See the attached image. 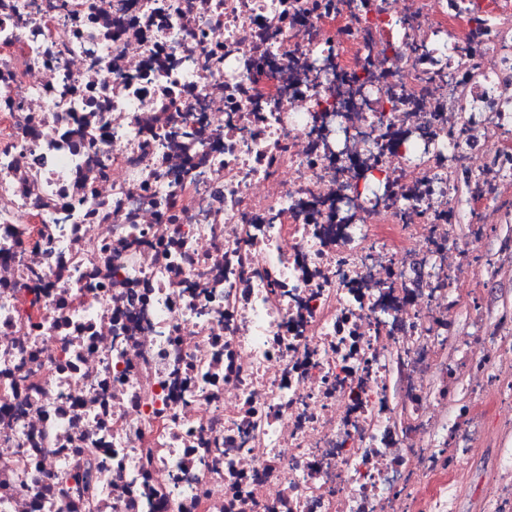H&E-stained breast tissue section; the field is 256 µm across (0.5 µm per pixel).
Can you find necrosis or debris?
Returning a JSON list of instances; mask_svg holds the SVG:
<instances>
[{"instance_id": "obj_1", "label": "necrosis or debris", "mask_w": 512, "mask_h": 512, "mask_svg": "<svg viewBox=\"0 0 512 512\" xmlns=\"http://www.w3.org/2000/svg\"><path fill=\"white\" fill-rule=\"evenodd\" d=\"M70 2L53 28L60 0H0V512H453L487 393L512 427V324L473 312L446 352L454 189L476 240L512 171V0L488 33L449 26L460 0H408L404 29L391 0ZM315 53L367 97L289 79ZM459 64L481 77L454 95L433 73ZM358 167L421 201L374 205ZM499 446L479 512H512Z\"/></svg>"}]
</instances>
